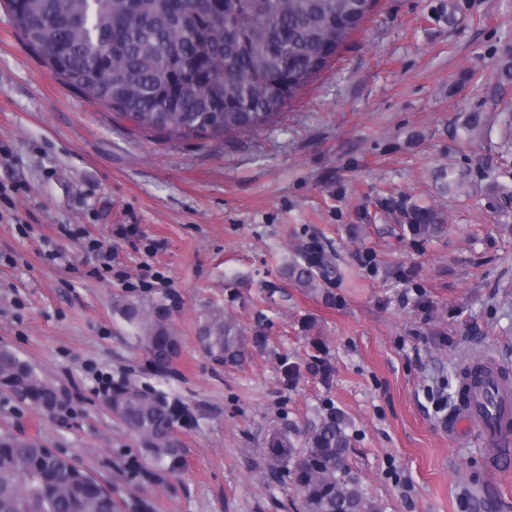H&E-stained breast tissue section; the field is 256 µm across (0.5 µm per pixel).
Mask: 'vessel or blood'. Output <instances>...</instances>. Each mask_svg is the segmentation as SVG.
I'll return each instance as SVG.
<instances>
[{
	"mask_svg": "<svg viewBox=\"0 0 512 512\" xmlns=\"http://www.w3.org/2000/svg\"><path fill=\"white\" fill-rule=\"evenodd\" d=\"M484 386L472 393L469 402L448 420L450 438L474 431L487 442L512 433V382L504 380L491 361H483Z\"/></svg>",
	"mask_w": 512,
	"mask_h": 512,
	"instance_id": "1",
	"label": "vessel or blood"
}]
</instances>
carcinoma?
Wrapping results in <instances>:
<instances>
[{"instance_id":"carcinoma-1","label":"carcinoma","mask_w":512,"mask_h":512,"mask_svg":"<svg viewBox=\"0 0 512 512\" xmlns=\"http://www.w3.org/2000/svg\"><path fill=\"white\" fill-rule=\"evenodd\" d=\"M376 0H7L27 46L65 84L112 108L141 131L169 139L224 137L266 128L319 74L372 13ZM400 237L421 246L448 232L432 205L391 201ZM284 275L317 292L340 280L337 254L318 240L296 248ZM113 315L135 335L153 375L181 348L171 311L161 299L123 301ZM198 341L215 362L237 365L262 337L245 336L220 309L198 325ZM41 407L60 404L56 390L11 348H0V392ZM98 399L134 437H145L124 462L126 477L157 481L185 468L173 431L191 419L178 397L126 376L102 383ZM349 415L326 404L300 429L268 438L270 472L287 478L301 512H379L349 465ZM112 489L52 454L33 438L0 432V512H118Z\"/></svg>"}]
</instances>
